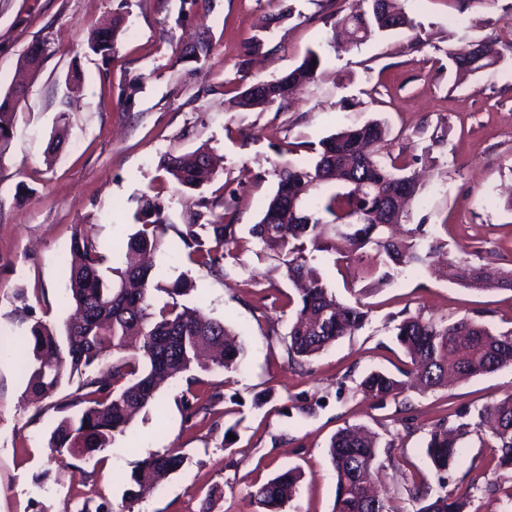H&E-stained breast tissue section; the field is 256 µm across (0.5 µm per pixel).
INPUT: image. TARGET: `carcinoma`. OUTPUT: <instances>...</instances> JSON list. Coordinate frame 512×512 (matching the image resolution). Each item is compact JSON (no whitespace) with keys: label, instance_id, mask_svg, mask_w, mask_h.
Instances as JSON below:
<instances>
[{"label":"carcinoma","instance_id":"cac0c4a2","mask_svg":"<svg viewBox=\"0 0 512 512\" xmlns=\"http://www.w3.org/2000/svg\"><path fill=\"white\" fill-rule=\"evenodd\" d=\"M353 10L334 26L333 41L354 46L366 43L387 29H412L413 20L401 0H353ZM117 25L99 28L92 34V51L106 57L112 53ZM453 65L467 62L469 71L499 64L496 41L482 39L464 53L448 54ZM323 63L312 51L288 79L314 80ZM19 100L11 91L0 93V155L11 141L12 126L6 111ZM387 129L379 121L348 127L321 143L313 165L280 168L275 192L264 205L262 215L250 233L277 258L288 280L298 285V296L288 297L294 311L287 338L283 339L289 361L301 365L339 339L361 330L368 321L364 307L340 302L323 283L314 265L315 253L334 252L336 243L352 281L369 280L372 286L390 285L406 270L429 269L440 246L423 245L421 225L398 237L389 224H404L408 213L395 211L389 201L394 186L407 188L416 197L420 186L406 167L384 165L377 150ZM164 169L183 188L197 190L210 181L215 171L211 155L203 149L164 160ZM336 183L339 191L326 197L316 195L323 184ZM198 211L181 227L168 222L165 204L157 196L145 195L136 215L135 231L128 236L119 256L120 265L109 264L98 241L82 232L71 243L72 260L65 266V303L75 315L61 328L35 323L30 335L16 341L12 354L22 365L33 395L56 389L69 363V376L78 375L77 388L59 405L66 412L50 433L49 447L60 455L79 459L107 448L115 436L125 433L132 419L157 402L160 381L204 369L201 353L214 354L211 365L235 368L243 348L223 321L206 317L199 308L179 302L188 291L182 278L163 286L156 281L153 266L144 258L166 247L172 231L183 245L187 262L216 277H224V259L239 238L234 224L224 223V215L214 213L204 197L196 201ZM346 227L345 236L336 228ZM466 287L477 291L511 290L512 271L492 272L472 266ZM162 291L169 300L161 307L153 303V293ZM398 345L410 358L400 374L418 380L425 390L448 385V377H475L512 367V329L495 331L484 323L461 317L454 321L405 316L394 325ZM112 358L97 373L93 367ZM406 382L384 371L369 372L357 392L366 399L383 401L396 397ZM478 421L461 423L450 429L440 422L428 432L426 454L441 472L457 455L461 436L472 427L485 432L498 452V466L512 468V393L496 399L478 412ZM329 457L336 473L333 512H394L377 486L379 460L377 437L360 427L345 428L330 441ZM184 456L175 452L151 453L132 472L127 482V512H133L141 491L152 482L182 468ZM304 478L302 471L288 467L252 494L264 512H285ZM412 498L422 503L416 512H466V503L450 494L430 497L425 484H415Z\"/></svg>","mask_w":512,"mask_h":512}]
</instances>
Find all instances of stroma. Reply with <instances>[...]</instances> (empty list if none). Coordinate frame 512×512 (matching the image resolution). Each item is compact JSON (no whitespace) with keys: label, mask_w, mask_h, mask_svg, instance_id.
Here are the masks:
<instances>
[{"label":"stroma","mask_w":512,"mask_h":512,"mask_svg":"<svg viewBox=\"0 0 512 512\" xmlns=\"http://www.w3.org/2000/svg\"><path fill=\"white\" fill-rule=\"evenodd\" d=\"M351 0H0V92L24 83L13 137L0 156V343L11 346L37 322L68 315L60 252L77 232L112 249L132 233L142 195L160 194L170 223H188L196 196L236 225L240 243L223 278L179 256L169 244L159 278L185 277L188 304L228 324L245 354L231 371H196L210 410L185 419L184 378L158 393L161 412L140 413L104 451L79 460L48 447L59 404L77 379L34 398L17 360L0 355V512H82L85 502L124 512L126 480L148 454L177 448L184 467L135 503L134 512H201L206 491L223 495L213 512H260L252 493L288 466L305 472L286 512H332L336 474L331 437L363 425L380 436L393 463L378 486L398 512H417L409 494L467 495V512H501L512 470L497 451L465 437L456 461L436 472L425 454L438 422L476 421L494 398L512 392V368L426 393L376 403L356 386L372 370L397 373L406 357L391 328L396 316L473 318L512 329V291L477 292L437 273L408 271L378 290L347 288V271L322 256L327 288L370 310L368 324L305 366L282 342L290 312L278 302L292 286L277 260L250 234L274 192L279 167L314 161L323 139L379 120L388 128L382 156H401L422 175L410 224L424 225L448 253L512 270V0H404L415 31H396L349 50L327 45ZM119 20L110 58L89 47L92 31ZM212 44L201 63L187 59L188 37ZM486 37L500 63L460 73L448 56ZM46 45L40 72L23 78L19 60ZM322 74L283 107L241 109L231 99L260 80L280 78L308 51ZM79 82H67L71 70ZM63 131L57 151L49 145ZM207 146L216 177L199 193L182 190L165 157ZM277 338H270V331Z\"/></svg>","instance_id":"stroma-1"}]
</instances>
